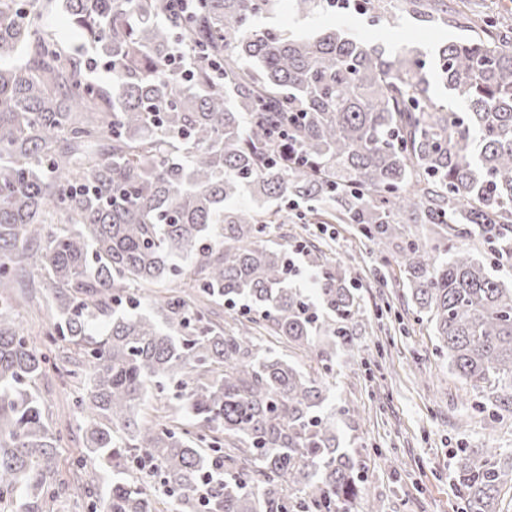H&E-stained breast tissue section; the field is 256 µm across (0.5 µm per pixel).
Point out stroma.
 Returning a JSON list of instances; mask_svg holds the SVG:
<instances>
[{
	"instance_id": "1",
	"label": "stroma",
	"mask_w": 512,
	"mask_h": 512,
	"mask_svg": "<svg viewBox=\"0 0 512 512\" xmlns=\"http://www.w3.org/2000/svg\"><path fill=\"white\" fill-rule=\"evenodd\" d=\"M267 25L313 36L336 25L373 43L413 48L432 54L435 47L464 37L452 25L400 18L391 26H371L363 12L328 8L295 14L289 0L266 20ZM268 240L294 252L296 286L311 291L306 250L322 251L330 265L345 270L364 309L355 344L336 352L329 403L356 407L337 416L336 431L345 448L368 465L363 497L381 512H461L454 481L458 449H499L512 456V413L479 412L481 390L465 384L435 349L428 324L415 321L414 306L397 264L386 262L352 224H272ZM36 285L31 299L15 309L17 321L36 343H44L51 312L43 300L44 274L30 269ZM66 349H55L38 383L45 414L62 436L58 454L60 481L73 483L79 474L82 433L75 399L80 389L59 372Z\"/></svg>"
}]
</instances>
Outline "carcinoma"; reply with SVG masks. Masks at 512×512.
<instances>
[{"instance_id": "obj_1", "label": "carcinoma", "mask_w": 512, "mask_h": 512, "mask_svg": "<svg viewBox=\"0 0 512 512\" xmlns=\"http://www.w3.org/2000/svg\"><path fill=\"white\" fill-rule=\"evenodd\" d=\"M278 2L198 0L185 16L173 0H45L110 66L101 85L35 0H0V503L14 512H53L63 491L61 438L36 390L59 340L78 361L65 370L83 390L76 495L94 512H158L134 470L181 512H352L365 463L323 407L363 311L322 254L307 253L309 295L287 252L262 244L298 200L308 223L354 224L390 254L449 369L512 410V284L492 265L512 259V26L484 20L428 69L336 27L260 25ZM437 2L365 12L384 26ZM178 37L188 79L171 64ZM281 129L299 161L279 158ZM29 265L51 300L42 348L14 315ZM165 280L224 304L240 332L224 334L192 292L148 299ZM257 328L316 356L317 377L261 349ZM169 390L196 432L144 419ZM456 457L465 512H499L512 459Z\"/></svg>"}]
</instances>
